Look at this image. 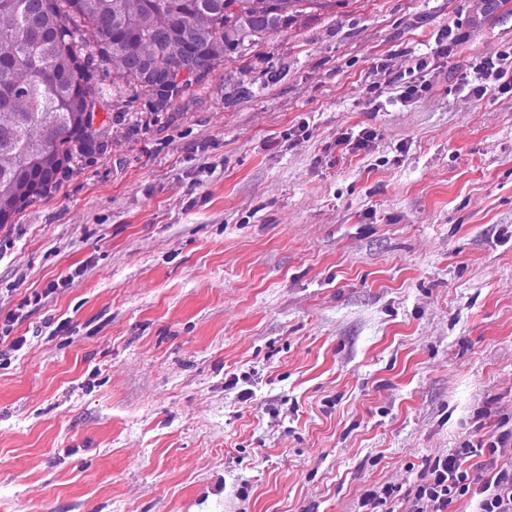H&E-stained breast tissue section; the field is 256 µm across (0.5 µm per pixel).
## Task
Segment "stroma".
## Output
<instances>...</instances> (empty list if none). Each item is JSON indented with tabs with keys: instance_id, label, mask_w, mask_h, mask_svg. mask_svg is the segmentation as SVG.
Segmentation results:
<instances>
[{
	"instance_id": "stroma-1",
	"label": "stroma",
	"mask_w": 512,
	"mask_h": 512,
	"mask_svg": "<svg viewBox=\"0 0 512 512\" xmlns=\"http://www.w3.org/2000/svg\"><path fill=\"white\" fill-rule=\"evenodd\" d=\"M501 50L512 0H350L99 109L0 227V512H406L512 429V92L459 85Z\"/></svg>"
}]
</instances>
